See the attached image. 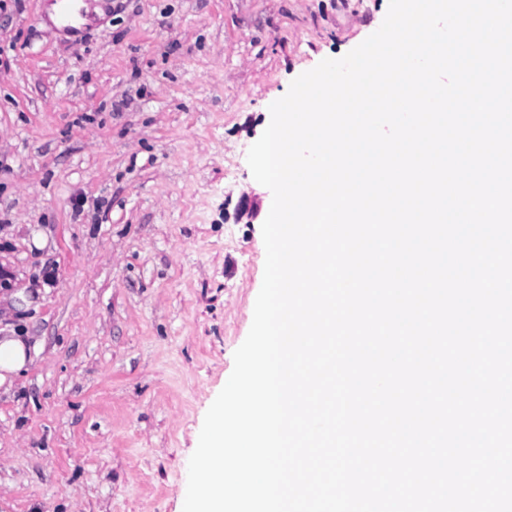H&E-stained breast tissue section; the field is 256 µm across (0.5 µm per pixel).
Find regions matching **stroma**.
I'll return each mask as SVG.
<instances>
[{"label":"stroma","instance_id":"obj_1","mask_svg":"<svg viewBox=\"0 0 512 512\" xmlns=\"http://www.w3.org/2000/svg\"><path fill=\"white\" fill-rule=\"evenodd\" d=\"M54 6L0 0V333L37 349L0 389V512H182L263 281L262 104L389 0Z\"/></svg>","mask_w":512,"mask_h":512}]
</instances>
